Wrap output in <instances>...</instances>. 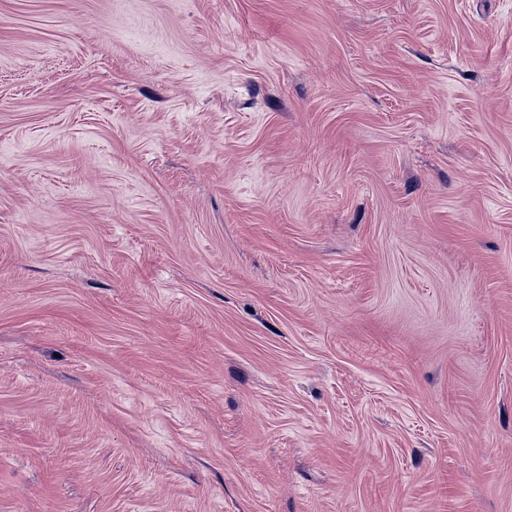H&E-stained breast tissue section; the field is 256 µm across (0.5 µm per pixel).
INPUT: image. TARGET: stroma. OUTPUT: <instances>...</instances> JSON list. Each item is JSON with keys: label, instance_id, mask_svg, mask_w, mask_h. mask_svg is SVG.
<instances>
[{"label": "stroma", "instance_id": "35a3bbf8", "mask_svg": "<svg viewBox=\"0 0 512 512\" xmlns=\"http://www.w3.org/2000/svg\"><path fill=\"white\" fill-rule=\"evenodd\" d=\"M0 512H512V0H0Z\"/></svg>", "mask_w": 512, "mask_h": 512}]
</instances>
